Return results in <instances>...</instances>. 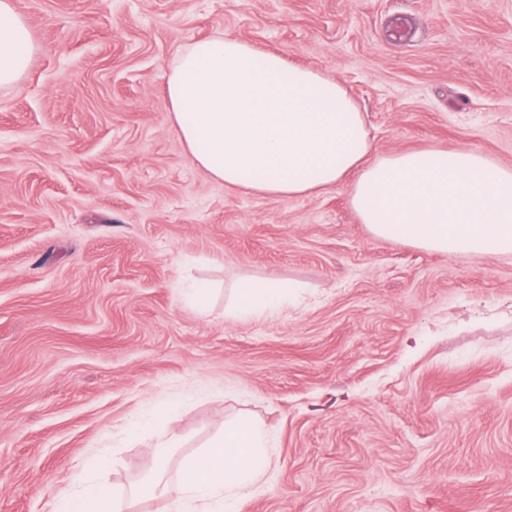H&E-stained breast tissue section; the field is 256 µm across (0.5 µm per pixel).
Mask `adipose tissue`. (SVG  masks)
Masks as SVG:
<instances>
[{
	"label": "adipose tissue",
	"instance_id": "1",
	"mask_svg": "<svg viewBox=\"0 0 512 512\" xmlns=\"http://www.w3.org/2000/svg\"><path fill=\"white\" fill-rule=\"evenodd\" d=\"M36 52L13 0H0V87ZM173 129L191 162L226 186L303 197L354 175L351 204L377 238L448 255H512V169L474 150L427 148L372 156L362 112L338 81L220 36L179 52L166 76ZM233 314L280 312L295 286L252 278ZM265 430L229 423L207 450L181 461L177 512H239L266 483Z\"/></svg>",
	"mask_w": 512,
	"mask_h": 512
}]
</instances>
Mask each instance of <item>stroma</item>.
Wrapping results in <instances>:
<instances>
[{
    "label": "stroma",
    "mask_w": 512,
    "mask_h": 512,
    "mask_svg": "<svg viewBox=\"0 0 512 512\" xmlns=\"http://www.w3.org/2000/svg\"><path fill=\"white\" fill-rule=\"evenodd\" d=\"M14 5L37 52L0 88V512H51L93 451L116 512H173L127 501L149 448L170 433L193 454L242 417L272 459L242 512H512V256L376 238L348 179L225 186L165 94L177 52L223 33L341 81L376 154L512 167V0ZM251 277L298 298L233 316Z\"/></svg>",
    "instance_id": "obj_1"
}]
</instances>
